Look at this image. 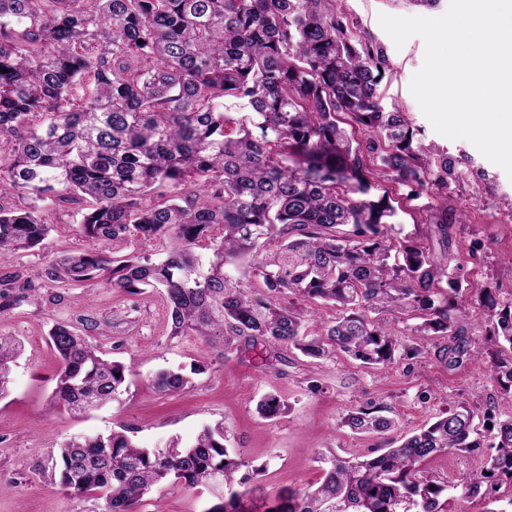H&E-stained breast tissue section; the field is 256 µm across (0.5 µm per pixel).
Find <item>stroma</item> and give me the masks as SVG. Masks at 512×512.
Instances as JSON below:
<instances>
[{
  "label": "stroma",
  "instance_id": "1",
  "mask_svg": "<svg viewBox=\"0 0 512 512\" xmlns=\"http://www.w3.org/2000/svg\"><path fill=\"white\" fill-rule=\"evenodd\" d=\"M449 3L339 0L338 7L388 55L391 69L378 87L383 106L404 112L421 130L423 142L447 152L462 174L451 203L470 220L453 227L451 250L467 260L462 283L467 301L475 302L484 288L498 289L507 301L512 299V178L469 141L451 140L433 129L410 92L411 79L424 61L422 38L412 37L396 47L378 22L382 13L438 17ZM379 190L389 195L398 211L390 235L415 238L439 251L433 225L422 223L418 213L423 200H407L406 188L387 180ZM80 220L76 210L55 211L43 246L15 255L5 266L14 277L13 293L24 300L0 315V332L22 344L8 390L0 396V512H101L102 501L75 498L63 490L48 459L72 437L105 433L120 424L132 428L140 445L160 448L175 437L192 439L205 424L225 421L232 446L242 450L251 466L262 468L265 490L289 486L304 491L317 487L322 455L366 454L433 422L454 402L468 400L495 406L500 413L512 411V403L499 397L482 361L452 370L430 354L369 369L342 355L310 363L291 351L287 364L276 371L256 348L224 352L201 336L171 337L162 293L119 292L100 281L48 287L46 269L52 260L93 246L79 235ZM58 322L72 325L91 345L130 365L128 390L118 400L84 416L54 403L59 361L47 339ZM198 362L208 369L184 391L164 395L152 387L157 371ZM313 376L319 377L322 392L308 391ZM269 392L278 393L288 405L274 421L257 411L258 401ZM369 401L387 406L398 421L396 430L366 435L342 426L348 410ZM476 464L467 455H442L422 463V470L449 483L448 512H483V501L463 499L458 490ZM204 504L200 492L179 488L148 495L142 512H202Z\"/></svg>",
  "mask_w": 512,
  "mask_h": 512
}]
</instances>
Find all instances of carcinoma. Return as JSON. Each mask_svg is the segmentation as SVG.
Wrapping results in <instances>:
<instances>
[{
  "instance_id": "1",
  "label": "carcinoma",
  "mask_w": 512,
  "mask_h": 512,
  "mask_svg": "<svg viewBox=\"0 0 512 512\" xmlns=\"http://www.w3.org/2000/svg\"><path fill=\"white\" fill-rule=\"evenodd\" d=\"M387 70L384 47L359 35L337 0H0V261L43 242L47 204L76 205L83 237L161 244L165 257L72 252L49 266L53 288L101 279L159 290L171 335L226 349L262 343L372 367L424 357L440 339L434 356L450 368L485 359L512 402V300L478 295L485 336L472 348L464 264L449 253V230L465 223L450 203L461 174L380 105ZM381 174L412 200L434 199L423 223L436 226L443 259L388 235L396 211L372 195ZM270 239L278 249L265 255ZM231 269L262 287H241ZM309 303L340 314L315 329ZM49 340L60 360L54 397L67 410L121 394L123 362L65 322ZM20 351L0 334V394ZM188 383L173 370L154 378L168 394ZM284 407L275 393L257 405L267 419ZM383 412L368 402L342 422L385 434L396 421ZM228 441L222 420L164 448H143L120 426L64 442L51 469L71 496L103 500V512H140L164 488L208 492L205 512H252L259 470ZM484 448L495 454L463 497L495 503L512 486V413L461 402L376 455H331L314 490L267 492L265 512H448L449 485L419 465Z\"/></svg>"
}]
</instances>
